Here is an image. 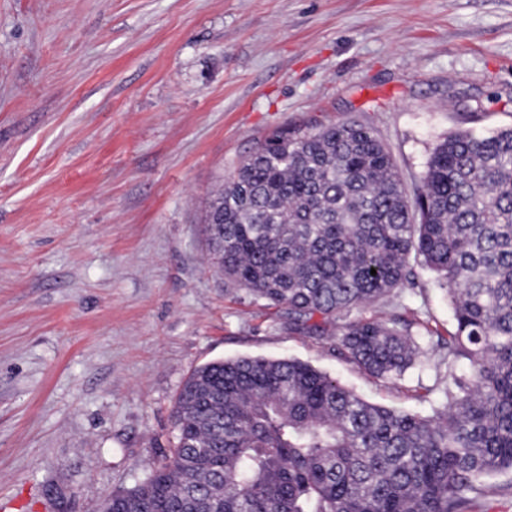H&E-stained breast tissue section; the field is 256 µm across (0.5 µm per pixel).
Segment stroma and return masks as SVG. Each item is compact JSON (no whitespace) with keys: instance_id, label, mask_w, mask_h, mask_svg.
Instances as JSON below:
<instances>
[{"instance_id":"35a3bbf8","label":"stroma","mask_w":512,"mask_h":512,"mask_svg":"<svg viewBox=\"0 0 512 512\" xmlns=\"http://www.w3.org/2000/svg\"><path fill=\"white\" fill-rule=\"evenodd\" d=\"M351 120L410 193L449 133L511 126L512 0H0V512H101L210 361L294 358L431 414L465 371L444 349L372 377L210 260V195L261 142ZM356 315L455 329L422 268Z\"/></svg>"}]
</instances>
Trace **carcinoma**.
<instances>
[{"label":"carcinoma","instance_id":"1","mask_svg":"<svg viewBox=\"0 0 512 512\" xmlns=\"http://www.w3.org/2000/svg\"><path fill=\"white\" fill-rule=\"evenodd\" d=\"M204 223L225 278L376 378L426 350L408 325L351 314L416 265L435 273L455 320L438 344L467 373L423 416L299 360L206 363L179 391L169 454L112 493L115 512H476L484 478L512 471V127L448 134L411 198L372 128L278 131Z\"/></svg>","mask_w":512,"mask_h":512}]
</instances>
